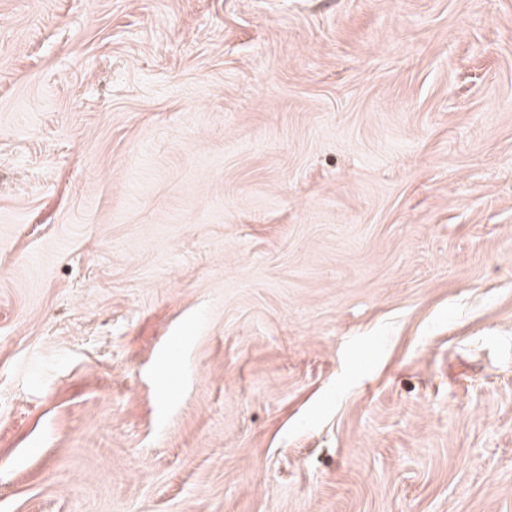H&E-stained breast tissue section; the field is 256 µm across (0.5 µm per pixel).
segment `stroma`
Instances as JSON below:
<instances>
[{
	"mask_svg": "<svg viewBox=\"0 0 512 512\" xmlns=\"http://www.w3.org/2000/svg\"><path fill=\"white\" fill-rule=\"evenodd\" d=\"M0 512H512V0H0Z\"/></svg>",
	"mask_w": 512,
	"mask_h": 512,
	"instance_id": "stroma-1",
	"label": "stroma"
}]
</instances>
